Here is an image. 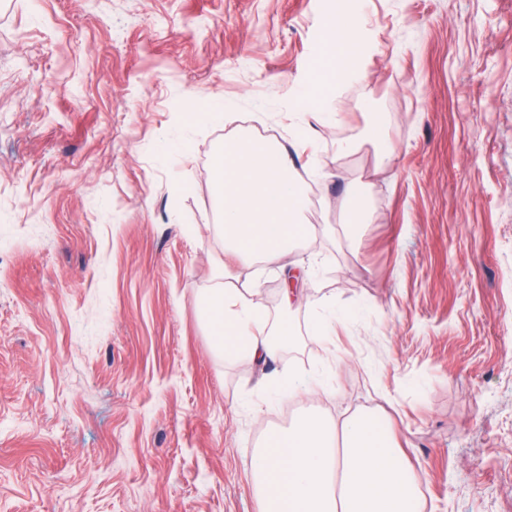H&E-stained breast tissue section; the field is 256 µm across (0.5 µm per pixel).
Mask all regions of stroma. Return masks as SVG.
<instances>
[{"label": "stroma", "mask_w": 512, "mask_h": 512, "mask_svg": "<svg viewBox=\"0 0 512 512\" xmlns=\"http://www.w3.org/2000/svg\"><path fill=\"white\" fill-rule=\"evenodd\" d=\"M331 7L0 0V512H261L285 408L386 415L423 512H512V0H366L339 82ZM244 135L306 189L289 309L277 265L224 250L212 161ZM221 286L293 326L282 362L216 348ZM320 305L345 319L317 337ZM288 364L322 389L275 395ZM355 16L340 12L329 15L324 22V54L321 65L331 72L336 81L354 74V65L362 55L363 46L351 34ZM341 210L346 217L348 224H342L344 233L352 237L360 224H367L370 221L369 211L361 204L357 190L350 187L341 203Z\"/></svg>", "instance_id": "1"}]
</instances>
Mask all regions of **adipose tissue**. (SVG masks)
Masks as SVG:
<instances>
[{
    "instance_id": "adipose-tissue-1",
    "label": "adipose tissue",
    "mask_w": 512,
    "mask_h": 512,
    "mask_svg": "<svg viewBox=\"0 0 512 512\" xmlns=\"http://www.w3.org/2000/svg\"><path fill=\"white\" fill-rule=\"evenodd\" d=\"M353 14L324 22L322 66L334 78L353 75L363 46L352 35ZM224 200V248L240 257L287 260L309 234L307 196L287 155L262 137L225 142L213 158ZM216 347L252 362L277 359L294 345L289 326L265 330L263 307L235 288H218L202 301ZM263 512H421L418 483L379 414L336 421L303 419L270 432L253 459Z\"/></svg>"
}]
</instances>
